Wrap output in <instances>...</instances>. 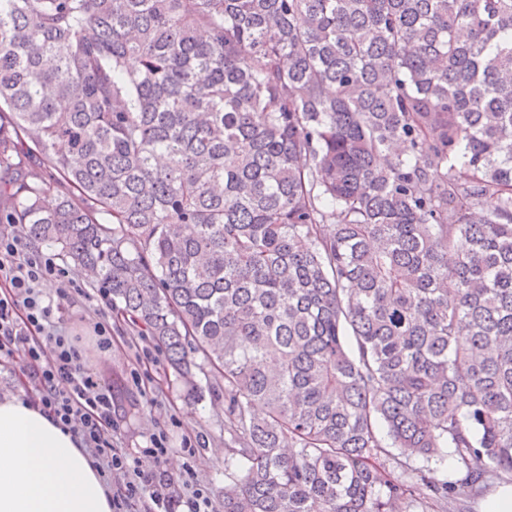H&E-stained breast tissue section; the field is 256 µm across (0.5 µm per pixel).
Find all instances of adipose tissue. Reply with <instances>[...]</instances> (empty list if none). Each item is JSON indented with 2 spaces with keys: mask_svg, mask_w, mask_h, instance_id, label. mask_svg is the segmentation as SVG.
Segmentation results:
<instances>
[{
  "mask_svg": "<svg viewBox=\"0 0 512 512\" xmlns=\"http://www.w3.org/2000/svg\"><path fill=\"white\" fill-rule=\"evenodd\" d=\"M0 512H112L80 440L19 394L0 398Z\"/></svg>",
  "mask_w": 512,
  "mask_h": 512,
  "instance_id": "1",
  "label": "adipose tissue"
}]
</instances>
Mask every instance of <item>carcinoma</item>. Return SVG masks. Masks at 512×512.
<instances>
[{
  "instance_id": "1",
  "label": "carcinoma",
  "mask_w": 512,
  "mask_h": 512,
  "mask_svg": "<svg viewBox=\"0 0 512 512\" xmlns=\"http://www.w3.org/2000/svg\"><path fill=\"white\" fill-rule=\"evenodd\" d=\"M0 172V224L201 355L224 512L512 477V0H0Z\"/></svg>"
}]
</instances>
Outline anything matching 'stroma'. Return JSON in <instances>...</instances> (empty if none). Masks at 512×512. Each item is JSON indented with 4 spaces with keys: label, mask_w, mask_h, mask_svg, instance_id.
Wrapping results in <instances>:
<instances>
[{
    "label": "stroma",
    "mask_w": 512,
    "mask_h": 512,
    "mask_svg": "<svg viewBox=\"0 0 512 512\" xmlns=\"http://www.w3.org/2000/svg\"><path fill=\"white\" fill-rule=\"evenodd\" d=\"M96 306L76 296L62 305L64 327L70 335L81 337L88 364L105 382L120 380L125 396V410L114 436L116 446L137 451L149 444L158 430H166L171 448L169 462L163 463L172 480L170 491L183 496L184 468L210 494L213 512H224V448L229 435L224 430V392L204 374H197L200 396L190 395L185 383L168 371L163 354L149 340L141 338L136 328L119 312H111L112 350L100 354L93 343ZM143 378L134 385L133 374ZM197 441L194 456L182 452L183 439Z\"/></svg>",
    "instance_id": "obj_1"
}]
</instances>
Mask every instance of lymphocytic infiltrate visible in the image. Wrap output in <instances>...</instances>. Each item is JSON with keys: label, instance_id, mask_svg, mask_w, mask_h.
<instances>
[{"label": "lymphocytic infiltrate", "instance_id": "lymphocytic-infiltrate-1", "mask_svg": "<svg viewBox=\"0 0 512 512\" xmlns=\"http://www.w3.org/2000/svg\"><path fill=\"white\" fill-rule=\"evenodd\" d=\"M47 281L57 283L56 299L44 297L41 286ZM84 293L54 255L33 247L12 225H0V358L16 362L20 380L36 393L35 405L78 437L103 472L123 473L112 512H134L145 499L150 512H210L209 494L192 472L182 477L189 494H170L171 479L161 467L170 451L165 431L153 434L149 447L135 454L115 447L116 396L62 327L60 301Z\"/></svg>", "mask_w": 512, "mask_h": 512}]
</instances>
